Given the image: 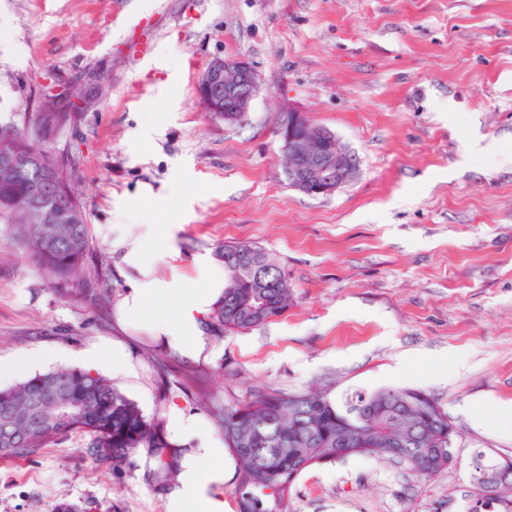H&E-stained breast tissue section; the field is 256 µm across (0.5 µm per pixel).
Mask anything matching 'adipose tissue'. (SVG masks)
Wrapping results in <instances>:
<instances>
[{
    "label": "adipose tissue",
    "mask_w": 512,
    "mask_h": 512,
    "mask_svg": "<svg viewBox=\"0 0 512 512\" xmlns=\"http://www.w3.org/2000/svg\"><path fill=\"white\" fill-rule=\"evenodd\" d=\"M112 246L136 273L119 305L122 323L162 340L188 360L214 358L215 350L203 337L200 321L222 298L223 267L205 259L197 261L192 288L177 276H153V259L166 252L167 241L152 224L143 225L136 238H115ZM78 358L86 370L105 366L116 378L130 370L126 350L118 343H99L80 351ZM166 428L184 447L175 482L167 493L166 512H228L224 450L209 424L174 405L167 413Z\"/></svg>",
    "instance_id": "adipose-tissue-1"
}]
</instances>
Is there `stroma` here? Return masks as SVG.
Listing matches in <instances>:
<instances>
[{"label": "stroma", "mask_w": 512, "mask_h": 512, "mask_svg": "<svg viewBox=\"0 0 512 512\" xmlns=\"http://www.w3.org/2000/svg\"><path fill=\"white\" fill-rule=\"evenodd\" d=\"M224 57L260 80L236 126L195 91ZM46 80L98 93L57 145L108 294L45 279L0 224L1 359L51 348L46 372L121 341L130 371L116 386L160 421L174 405L203 416L206 402L270 389H419L457 428L454 465L420 478L349 455L305 470L291 512H512L479 480L512 464V431L496 423L512 406V0H0V116L27 112ZM285 101L351 150L354 181L327 196L287 186ZM146 187L169 212L147 203L127 220L172 225L158 274L190 279L217 245L254 242L287 263L295 304L249 331L206 333L208 361L126 328L113 212ZM85 444L75 433L0 464V512H165L149 449L116 472Z\"/></svg>", "instance_id": "35a3bbf8"}]
</instances>
